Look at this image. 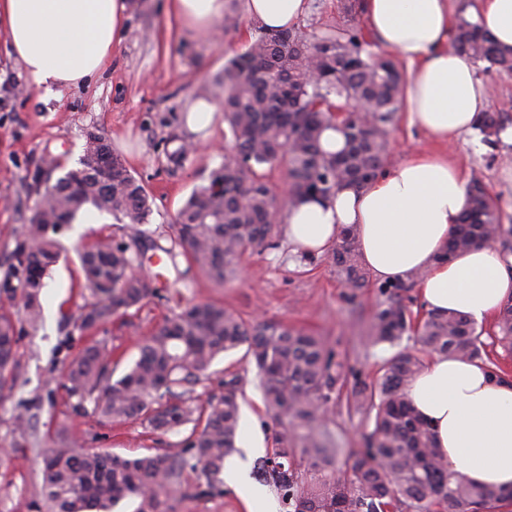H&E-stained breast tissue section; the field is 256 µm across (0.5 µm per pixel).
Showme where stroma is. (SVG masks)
I'll list each match as a JSON object with an SVG mask.
<instances>
[{"label":"stroma","instance_id":"obj_1","mask_svg":"<svg viewBox=\"0 0 512 512\" xmlns=\"http://www.w3.org/2000/svg\"><path fill=\"white\" fill-rule=\"evenodd\" d=\"M339 0H308V10L298 31L312 35L353 23L366 28L364 15L346 19ZM131 8L121 43L112 51L109 67L81 88L61 92H30V81L0 34V272L7 267L14 239L34 213V195L28 191L31 175L45 155L56 157L62 168L75 166L87 132L106 138L148 194L152 214L146 229L150 243L169 246L172 224L192 191L207 183L210 171L224 153L223 121L206 133L191 134L185 117L200 99L218 100L217 83L225 62L241 52L247 33L257 27L239 17L237 26L225 30L223 21L199 34L181 26L168 13V0H130ZM193 140L198 146L180 169L168 168L165 154L174 138ZM419 151L444 154L465 175L482 177L503 226H512V140L501 138L497 147L471 130L453 143H438L410 127L404 112H397L390 134L388 165H396ZM112 216L101 215L95 224H71L58 235L63 251L46 278L40 294L42 308L57 310L54 320L38 329L24 330L19 338L14 370L17 386L0 393V512H35L40 497L38 456L25 437L13 431V418L26 407L40 411L34 421L39 437L67 428L83 448L133 458L154 453L179 454L189 427L155 431L146 422L132 420L110 425L89 414L75 413L61 378V370L76 356L80 344L72 340L67 315L83 303V278L77 251L115 234ZM144 271L155 277L159 293L140 309L99 328L95 337L112 351L115 376H122L139 355L138 346L150 331L188 300L213 302L248 321L261 320L302 329L324 338L337 362L351 377L337 390L323 416V427L339 447L358 448L369 427L366 415L349 411L348 401L356 379L374 381L393 348L370 347L366 328L381 300L377 279L351 289L339 280L331 261L284 255L271 250L246 256L238 280L219 286L206 276L189 272L184 257L147 263ZM188 274L190 286L176 293L177 280ZM245 377L240 401V428L235 450L226 464H241L242 486L224 483L222 493L179 499L176 512H246L245 490L265 494L269 512H287L273 483L260 471L261 461L275 448L278 427L268 412L256 368L244 349L218 355L195 386L198 403L219 395L225 377ZM259 428L261 445L249 448L245 440Z\"/></svg>","mask_w":512,"mask_h":512}]
</instances>
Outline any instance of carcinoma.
<instances>
[{
    "label": "carcinoma",
    "instance_id": "obj_1",
    "mask_svg": "<svg viewBox=\"0 0 512 512\" xmlns=\"http://www.w3.org/2000/svg\"><path fill=\"white\" fill-rule=\"evenodd\" d=\"M371 43L355 26L308 37L299 31H257L247 48L224 65L221 111L227 145L208 183L190 195L175 217L174 243L196 268L219 286L236 279L249 250H275L279 221L268 172L284 167L290 179L289 203L305 196L327 199L344 184L363 187L384 169L390 126L398 112L404 76L389 57L370 51ZM450 48L474 61L512 73V51L489 37L481 20L459 14ZM338 98H354L364 115L338 118ZM482 141L493 146L502 130L495 112L480 115ZM339 129L345 147L338 153L320 146L325 129ZM111 152L105 139L89 133L77 166L57 180L53 157L43 159L31 177L38 202L30 224L16 238L0 278V302H21L20 313L0 312V389L16 364L22 325L42 322L40 292L60 254L55 235L92 206L120 224L121 235L97 242L79 255L87 292L76 320L80 334L123 316L156 294L142 266L141 226L151 209L144 185L117 155L112 173L101 154ZM193 153L186 140L166 153L177 168ZM504 232L498 209L483 180L467 186L466 206L448 238L447 254L494 241ZM330 258L348 288L367 282L357 246L335 244ZM410 285L381 284L385 296L374 310L366 336L375 347L399 345L412 334L418 350L404 349L384 361L375 383L358 385L351 405L373 422L366 445L352 450L341 476L320 473L304 480L297 453L327 455L321 415L346 378L343 365L323 338L273 323L244 321L215 303L188 304L159 324L142 343L139 357L112 380V351L85 341L64 369V387L109 422L143 418L159 430L193 424L183 454L121 458L75 446L64 432L48 437L39 453L42 473L39 512H114L130 500L133 512H173L171 502L188 495L182 475L197 474L201 493L221 490L224 458L235 448L243 378L224 380V393L204 405L193 404L192 387L222 352L247 346L260 377L267 408L278 422L276 448L263 468L291 512H497L512 491L477 486L448 467L434 448L429 425L416 413L406 386L424 367L428 354L463 360L483 358L482 332L466 316L429 310L413 319L402 302ZM496 339L512 354V300L495 318Z\"/></svg>",
    "mask_w": 512,
    "mask_h": 512
}]
</instances>
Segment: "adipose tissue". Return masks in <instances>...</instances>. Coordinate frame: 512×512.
<instances>
[{"label": "adipose tissue", "instance_id": "ef3b65f1", "mask_svg": "<svg viewBox=\"0 0 512 512\" xmlns=\"http://www.w3.org/2000/svg\"><path fill=\"white\" fill-rule=\"evenodd\" d=\"M226 0H169L170 11L203 33L223 17ZM308 0H243L260 28H291ZM457 0H365L369 28L402 61V101L409 125L441 142L456 140L485 107L472 59L448 50ZM500 48L512 50V0L473 7ZM128 0H0V28L29 74L32 90L76 88L100 73L121 40ZM466 203L464 172L446 156L418 152L368 187L289 206L282 236L289 251L321 255L342 229L355 234L362 263L382 282L422 272L427 308L456 311L477 323L512 299V252L482 244L442 255ZM406 393L436 435L450 467L467 480L512 490V380L480 361L429 359Z\"/></svg>", "mask_w": 512, "mask_h": 512}]
</instances>
